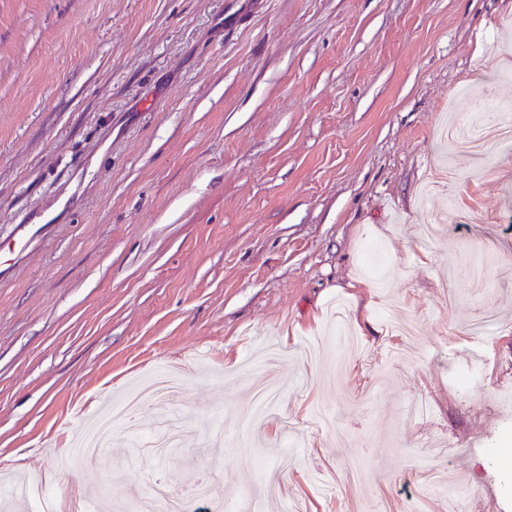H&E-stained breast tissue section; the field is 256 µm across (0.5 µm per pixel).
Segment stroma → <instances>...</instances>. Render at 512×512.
<instances>
[{
  "mask_svg": "<svg viewBox=\"0 0 512 512\" xmlns=\"http://www.w3.org/2000/svg\"><path fill=\"white\" fill-rule=\"evenodd\" d=\"M492 101L512 0H0V483L46 492L0 512H136L189 460L185 512H446V468L512 512V147L439 131ZM158 372L173 415L73 460ZM32 219L29 218L25 224H21L14 234L12 253L23 254L29 251L37 242L38 231L43 225L47 224H32ZM41 225L38 228L35 226ZM150 387L136 389L129 399L98 417L96 422L84 429L73 442V453L81 455L88 451L103 452L106 449L108 437L112 429L128 425L131 420L133 407L144 398L149 397Z\"/></svg>",
  "mask_w": 512,
  "mask_h": 512,
  "instance_id": "stroma-1",
  "label": "stroma"
}]
</instances>
